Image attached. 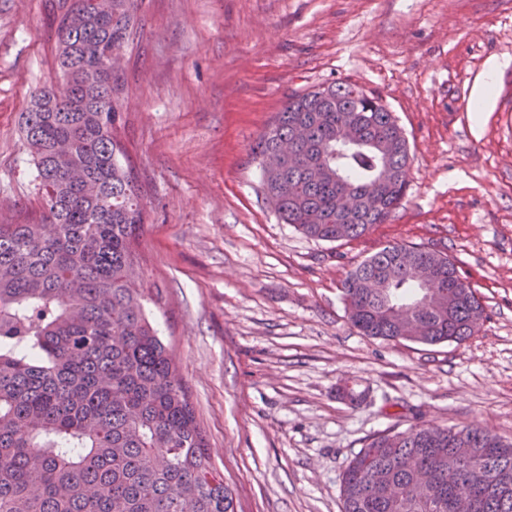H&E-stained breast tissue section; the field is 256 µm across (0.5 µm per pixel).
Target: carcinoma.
Here are the masks:
<instances>
[{"mask_svg":"<svg viewBox=\"0 0 512 512\" xmlns=\"http://www.w3.org/2000/svg\"><path fill=\"white\" fill-rule=\"evenodd\" d=\"M57 71L65 90L39 88L22 134L42 200L39 219L0 224V512H236L148 309L137 251L145 226L138 174L122 138L113 55L137 32L134 0H54ZM351 119L359 143L336 139ZM303 125L302 161L261 170L279 218L317 241L363 237L384 224L407 179L338 219L336 180L358 195L388 167L404 173L408 140L381 96L353 83L293 95L257 138V162ZM393 141L384 156L374 143ZM431 275L424 288L398 264ZM364 335L435 345L479 332L484 307L453 259L394 243L349 272L341 288ZM411 308L412 337L395 319ZM466 446L471 456L458 459ZM512 442L478 427H412L380 434L349 461L342 512H512Z\"/></svg>","mask_w":512,"mask_h":512,"instance_id":"1","label":"carcinoma"}]
</instances>
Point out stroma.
Wrapping results in <instances>:
<instances>
[{"mask_svg":"<svg viewBox=\"0 0 512 512\" xmlns=\"http://www.w3.org/2000/svg\"><path fill=\"white\" fill-rule=\"evenodd\" d=\"M52 0H0V204L39 216L21 137L57 82ZM120 68L124 141L143 190L151 313L237 512H341L342 473L371 438L478 426L512 441V66L473 133L471 89L512 58V0H135ZM351 82L408 139L386 223L323 242L282 223L251 148L289 96ZM390 243L447 254L485 319L466 341L361 334L347 274ZM365 393L340 399L342 386Z\"/></svg>","mask_w":512,"mask_h":512,"instance_id":"35a3bbf8","label":"stroma"}]
</instances>
